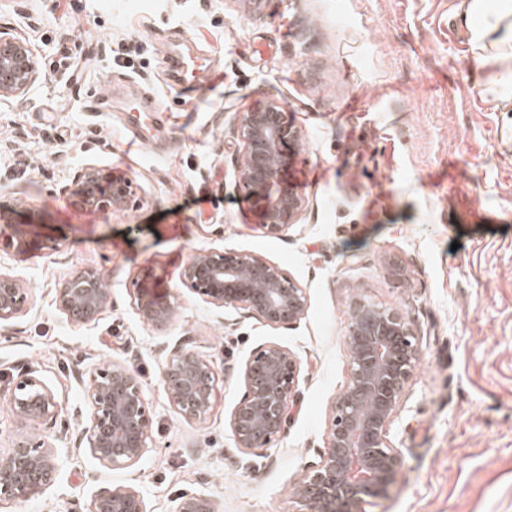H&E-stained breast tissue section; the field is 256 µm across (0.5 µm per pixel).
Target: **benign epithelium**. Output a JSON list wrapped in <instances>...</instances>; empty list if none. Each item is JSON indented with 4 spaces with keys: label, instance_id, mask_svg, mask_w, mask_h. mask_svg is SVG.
Segmentation results:
<instances>
[{
    "label": "benign epithelium",
    "instance_id": "1",
    "mask_svg": "<svg viewBox=\"0 0 512 512\" xmlns=\"http://www.w3.org/2000/svg\"><path fill=\"white\" fill-rule=\"evenodd\" d=\"M42 74L40 52L25 37L0 31V97L27 93ZM242 144L236 177L259 215L257 229L279 237L296 224L305 199L293 189L290 168L301 132L281 102L269 100L238 116ZM63 193L79 207L126 208L131 182L110 169L86 168L74 175ZM52 241L24 234L0 233V251L15 256L54 249ZM180 282L205 303L239 307L272 328L301 321L307 296L276 264L256 252L196 253L180 273ZM111 302L101 273L88 268L57 289L59 311L75 323L92 322ZM143 322L161 328L170 323L174 297L141 289L131 296ZM30 289L18 277L0 271V325L31 310ZM346 343L350 379L332 407L327 429L329 451L295 485L302 512H365L370 499H385L397 482L401 460L390 448L389 432L402 394L413 376L418 345L410 324L393 308L364 300L354 302ZM300 359L285 346L267 342L255 348L244 365L245 393L230 414L236 447L269 448L283 432L297 395ZM160 383L170 404L186 420L204 421L213 407L218 377L208 359L177 345L170 349ZM85 397L90 419L81 439L104 465L134 464L149 447L153 412L139 376L120 363H105L88 372ZM17 419L35 429L12 438L7 459L15 468H0V500H27L52 481L59 468L54 442L36 429L56 421L62 405L53 390L29 372L7 392ZM88 512H148L133 486L97 491ZM177 512H220L215 500L198 495L181 498Z\"/></svg>",
    "mask_w": 512,
    "mask_h": 512
}]
</instances>
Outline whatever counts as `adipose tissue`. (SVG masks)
<instances>
[{
    "mask_svg": "<svg viewBox=\"0 0 512 512\" xmlns=\"http://www.w3.org/2000/svg\"><path fill=\"white\" fill-rule=\"evenodd\" d=\"M463 7L474 48L493 46L512 59V0H463Z\"/></svg>",
    "mask_w": 512,
    "mask_h": 512,
    "instance_id": "obj_1",
    "label": "adipose tissue"
}]
</instances>
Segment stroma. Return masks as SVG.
<instances>
[{
  "instance_id": "1",
  "label": "stroma",
  "mask_w": 512,
  "mask_h": 512,
  "mask_svg": "<svg viewBox=\"0 0 512 512\" xmlns=\"http://www.w3.org/2000/svg\"><path fill=\"white\" fill-rule=\"evenodd\" d=\"M461 2L0 0V28L29 38L43 66L25 96L0 99V210L59 243L0 257L33 302L0 326V457L20 431L5 393L22 373L62 403L48 428L55 483L0 512H87L117 485L136 486L148 512H176L192 493L222 512H299L291 488L327 453L358 298L401 312L419 348L389 435L400 477L366 512H512V81L496 51L473 49ZM174 55L210 59L211 82L176 83L164 66ZM107 75L162 99L154 146L133 142L120 113L94 111ZM269 99L302 133L290 175L306 204L282 238L261 234L236 178L238 115ZM92 166L131 181L126 209L69 203L63 187ZM201 250L262 253L304 288V318L272 328L203 302L179 281ZM88 267L112 304L77 325L56 290ZM138 287L174 296L167 326L136 315ZM183 341L219 379L202 422L180 417L160 384L161 345ZM267 341L300 358L298 398L275 445L245 453L229 415ZM108 361L138 372L154 414L126 469L78 444L82 381Z\"/></svg>"
}]
</instances>
